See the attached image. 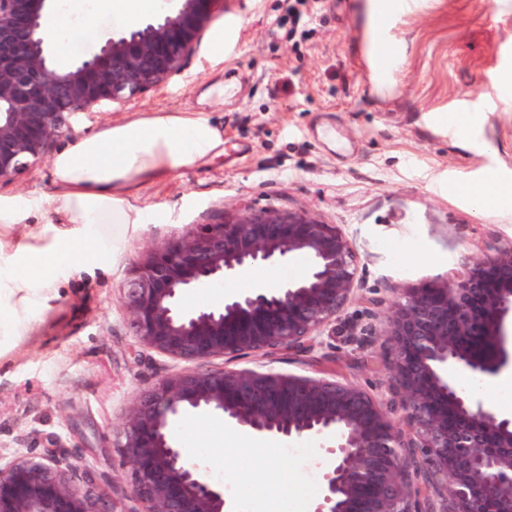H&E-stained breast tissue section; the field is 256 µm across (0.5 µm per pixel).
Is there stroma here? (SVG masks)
Here are the masks:
<instances>
[{
  "label": "stroma",
  "instance_id": "1",
  "mask_svg": "<svg viewBox=\"0 0 512 512\" xmlns=\"http://www.w3.org/2000/svg\"><path fill=\"white\" fill-rule=\"evenodd\" d=\"M388 24L400 58L387 77L372 66V0H219L224 59L197 51L169 82L137 99L83 117L73 138L159 112L207 115L224 132V151L143 184L129 205L155 219L107 267L61 281L24 336L0 335V453L41 454L50 446L99 476L113 512H138L119 443L126 410L159 379L187 369L141 345L122 308L123 288L144 247L216 222L249 205L304 211L336 225L357 262V289L311 347L209 368L271 369L327 376L370 395L393 419L390 375L376 336L385 303L402 282L462 269L512 241V212L479 210L463 184L512 182V0H420ZM223 82V102L206 91ZM476 119L458 138L441 114ZM51 162L0 186V197L51 196ZM178 437L224 488L231 512H268L248 488L256 444L288 464L304 490L288 512H309L320 493L316 441L266 438L225 447L222 420L193 419Z\"/></svg>",
  "mask_w": 512,
  "mask_h": 512
}]
</instances>
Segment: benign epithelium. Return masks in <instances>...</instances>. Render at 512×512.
I'll return each instance as SVG.
<instances>
[{"label": "benign epithelium", "mask_w": 512, "mask_h": 512, "mask_svg": "<svg viewBox=\"0 0 512 512\" xmlns=\"http://www.w3.org/2000/svg\"><path fill=\"white\" fill-rule=\"evenodd\" d=\"M177 2L59 69L45 36L59 0H0V185L50 158L79 115L125 104L182 70L217 0ZM298 256L309 260L299 280L226 294L208 307L182 305L199 288ZM356 273L336 225L303 211L244 205L142 251L122 306L140 343L175 360L301 349L352 299ZM378 335L400 425L363 390L325 377L187 369L141 392L126 414L123 444L140 512H228L224 489L176 437L200 414L288 443L316 439L327 465L310 512H491L496 500L512 503V415L475 387L512 364V243L429 283L402 285ZM450 416L456 425H448ZM76 469L53 449L0 453V512H112V499L96 493L95 473L84 469L80 488L71 480Z\"/></svg>", "instance_id": "benign-epithelium-1"}]
</instances>
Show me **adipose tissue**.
Here are the masks:
<instances>
[{"label": "adipose tissue", "mask_w": 512, "mask_h": 512, "mask_svg": "<svg viewBox=\"0 0 512 512\" xmlns=\"http://www.w3.org/2000/svg\"><path fill=\"white\" fill-rule=\"evenodd\" d=\"M166 0H92L89 8L57 11L46 33L66 53L75 31L101 32L104 23L136 22L166 8ZM221 130L203 116L155 114L112 125L52 160L59 193L47 200L0 198V225L24 223L30 209L48 206L64 213L66 229L45 225L37 245L0 239V334L28 332L31 313L46 307L58 282L85 269L89 260H109L125 252L150 218L132 208L129 196L141 184L212 156L222 148ZM259 468L251 480L255 494L277 503L293 491L282 467L271 464L266 448L255 450Z\"/></svg>", "instance_id": "adipose-tissue-1"}]
</instances>
